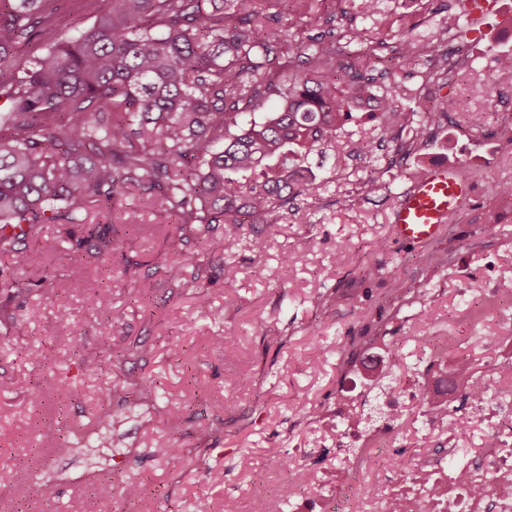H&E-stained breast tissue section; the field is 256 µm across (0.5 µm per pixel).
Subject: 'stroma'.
Here are the masks:
<instances>
[{"instance_id":"1","label":"stroma","mask_w":512,"mask_h":512,"mask_svg":"<svg viewBox=\"0 0 512 512\" xmlns=\"http://www.w3.org/2000/svg\"><path fill=\"white\" fill-rule=\"evenodd\" d=\"M260 21L294 26L297 37L327 21L349 26L350 45L364 56L396 110H416L422 97L437 107L416 149L397 167L394 139L370 160L343 146L320 158V174L306 198L272 222L245 224L241 242L225 255L221 231L200 237L194 227L152 204L150 190L132 187L112 209L94 208L90 222L118 227L110 292L96 300L101 263L84 252L86 273L65 288L30 286L31 271L0 254V499L18 512H264L289 482L318 503L321 480L336 467V391L371 372L365 405L346 404L352 424L365 425L398 376L427 379L439 363H470L491 391L512 390V198L496 192L512 182V75L500 74L493 28L483 38L450 37L447 71L433 73L429 55L447 14L477 15L481 0H321L316 12L289 24L282 0H263ZM410 48L409 58L395 52ZM481 85L485 95L472 93ZM463 165L477 189L474 206L449 233L415 248L394 238L392 213L409 186L408 174L435 164ZM375 175L384 188L368 191ZM136 210L137 227L126 225ZM188 250L207 245L206 272L187 266L180 284L166 272L169 236ZM38 265L57 275L70 259L54 225L27 240ZM301 254L284 265V253ZM129 275H122L125 262ZM203 287H195L196 276ZM77 329L73 342L56 340L60 315ZM233 338L225 356L216 337ZM179 340L183 359L168 347ZM105 344L123 348L111 373L90 370L76 351ZM149 346L141 354L140 346ZM43 355L41 363L30 360ZM127 385H120L122 377ZM165 390L146 404L135 381ZM39 401H32V392ZM425 399L405 404L387 439L388 453L417 447L426 434ZM100 439L101 447L63 451L44 445L46 434ZM178 441L179 460L153 456L155 444ZM27 456H18V448ZM308 449L312 468L289 460ZM143 480V498L115 493L93 498L91 485Z\"/></svg>"}]
</instances>
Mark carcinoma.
<instances>
[{"label": "carcinoma", "mask_w": 512, "mask_h": 512, "mask_svg": "<svg viewBox=\"0 0 512 512\" xmlns=\"http://www.w3.org/2000/svg\"><path fill=\"white\" fill-rule=\"evenodd\" d=\"M46 2L0 0V253L19 269L31 264L21 242L54 224L76 253L69 277H82L74 228L87 224L90 204L110 208L131 186L148 187L179 224L222 225L229 255L241 225L308 190L312 155L341 147L354 103L381 92L336 46L351 31L332 24L298 41L291 23L261 33L258 0H83L93 27L26 58L24 48L53 31L57 9ZM273 96L262 121L243 122ZM382 109L388 123L357 135L356 152L373 159L380 139L406 131L410 153L424 123L387 100ZM90 237L110 280L112 225ZM168 252L171 280L186 264L205 265L179 236ZM121 353L104 345L76 355L110 373ZM455 386L476 392L482 382L463 363Z\"/></svg>", "instance_id": "obj_1"}]
</instances>
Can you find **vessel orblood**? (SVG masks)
Listing matches in <instances>:
<instances>
[{
  "label": "vessel or blood",
  "instance_id": "vessel-or-blood-1",
  "mask_svg": "<svg viewBox=\"0 0 512 512\" xmlns=\"http://www.w3.org/2000/svg\"><path fill=\"white\" fill-rule=\"evenodd\" d=\"M473 196V182L460 167L433 165L401 195L393 212L397 241L416 246L435 241L453 215L469 210Z\"/></svg>",
  "mask_w": 512,
  "mask_h": 512
}]
</instances>
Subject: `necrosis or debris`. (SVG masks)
Listing matches in <instances>:
<instances>
[{"label":"necrosis or debris","mask_w":512,"mask_h":512,"mask_svg":"<svg viewBox=\"0 0 512 512\" xmlns=\"http://www.w3.org/2000/svg\"><path fill=\"white\" fill-rule=\"evenodd\" d=\"M382 431L336 430L335 488L327 512H512V442L501 440L476 451L449 435L445 447L417 449L410 467L383 459L374 481L363 482V450L382 448Z\"/></svg>","instance_id":"obj_1"}]
</instances>
